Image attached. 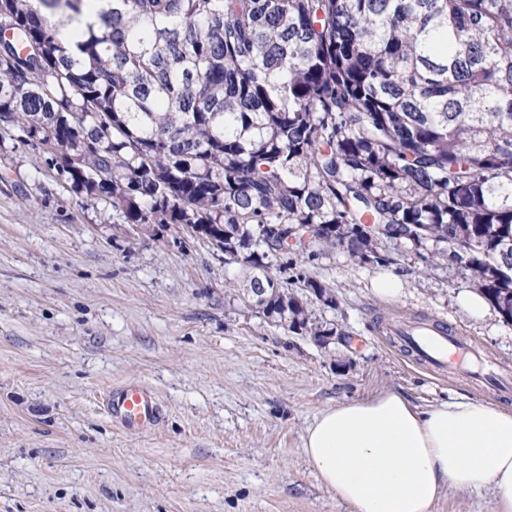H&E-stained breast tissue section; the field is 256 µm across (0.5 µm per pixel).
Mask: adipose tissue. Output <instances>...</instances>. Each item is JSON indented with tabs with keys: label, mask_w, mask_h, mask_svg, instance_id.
Returning a JSON list of instances; mask_svg holds the SVG:
<instances>
[{
	"label": "adipose tissue",
	"mask_w": 512,
	"mask_h": 512,
	"mask_svg": "<svg viewBox=\"0 0 512 512\" xmlns=\"http://www.w3.org/2000/svg\"><path fill=\"white\" fill-rule=\"evenodd\" d=\"M304 452L349 512H433L449 489H489L512 512V410L467 398L420 407L389 389L326 408Z\"/></svg>",
	"instance_id": "adipose-tissue-1"
}]
</instances>
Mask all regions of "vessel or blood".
Instances as JSON below:
<instances>
[{
  "mask_svg": "<svg viewBox=\"0 0 512 512\" xmlns=\"http://www.w3.org/2000/svg\"><path fill=\"white\" fill-rule=\"evenodd\" d=\"M409 349L423 347L426 361L443 365L449 354L459 357L471 355V347L449 327L429 322L399 324L391 329ZM478 381L500 390L512 389V369L498 364L478 374ZM106 408L110 418L126 433L138 435L157 426L162 418V406L156 393L141 383H129L111 390L106 396Z\"/></svg>",
  "mask_w": 512,
  "mask_h": 512,
  "instance_id": "obj_1",
  "label": "vessel or blood"
}]
</instances>
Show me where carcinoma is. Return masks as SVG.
Here are the masks:
<instances>
[{
  "label": "carcinoma",
  "mask_w": 512,
  "mask_h": 512,
  "mask_svg": "<svg viewBox=\"0 0 512 512\" xmlns=\"http://www.w3.org/2000/svg\"><path fill=\"white\" fill-rule=\"evenodd\" d=\"M0 0V116L127 224H177L268 288L296 246L436 244L512 322V0ZM259 307L300 336L303 280Z\"/></svg>",
  "instance_id": "cac0c4a2"
}]
</instances>
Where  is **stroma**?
<instances>
[{"instance_id":"stroma-1","label":"stroma","mask_w":512,"mask_h":512,"mask_svg":"<svg viewBox=\"0 0 512 512\" xmlns=\"http://www.w3.org/2000/svg\"><path fill=\"white\" fill-rule=\"evenodd\" d=\"M58 160L21 129L0 131V512H348L303 451L324 408L387 389L420 406L512 407L385 331L449 324L512 365V323L469 313L467 273L430 262L433 244L384 242L387 266L336 249L273 263L285 287H332L335 305L311 304V319L349 341L323 347L268 324L240 266L207 240L125 223L72 190ZM386 275L401 281L392 301L374 293ZM130 382L152 387L164 412L138 436L105 410Z\"/></svg>"}]
</instances>
